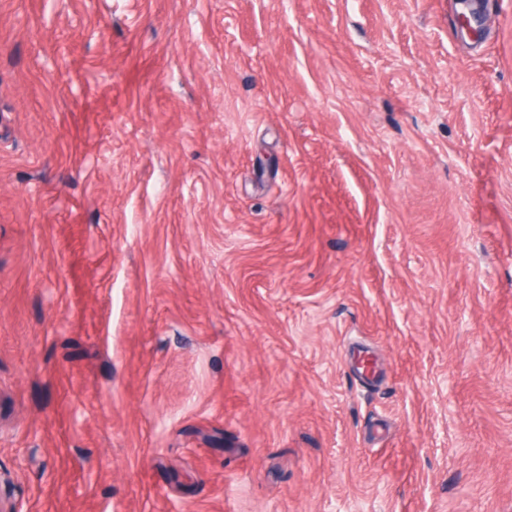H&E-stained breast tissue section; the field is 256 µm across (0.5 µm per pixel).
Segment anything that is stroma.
<instances>
[{
    "label": "stroma",
    "mask_w": 512,
    "mask_h": 512,
    "mask_svg": "<svg viewBox=\"0 0 512 512\" xmlns=\"http://www.w3.org/2000/svg\"><path fill=\"white\" fill-rule=\"evenodd\" d=\"M0 512H512V0H0Z\"/></svg>",
    "instance_id": "obj_1"
}]
</instances>
